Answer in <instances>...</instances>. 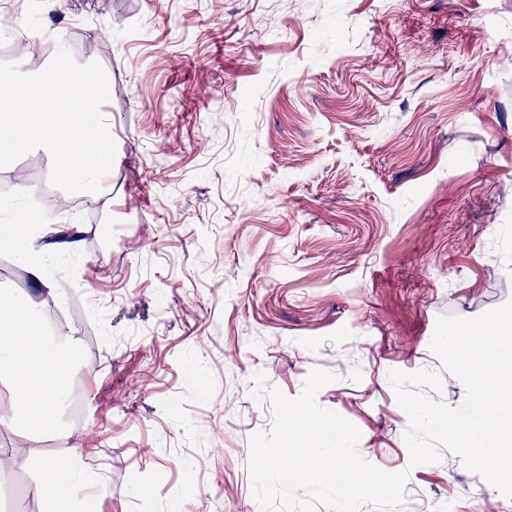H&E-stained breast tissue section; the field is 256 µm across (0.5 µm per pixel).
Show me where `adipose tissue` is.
Wrapping results in <instances>:
<instances>
[{"instance_id":"ef3b65f1","label":"adipose tissue","mask_w":512,"mask_h":512,"mask_svg":"<svg viewBox=\"0 0 512 512\" xmlns=\"http://www.w3.org/2000/svg\"><path fill=\"white\" fill-rule=\"evenodd\" d=\"M6 86L7 109L0 113V159L40 148L55 167L67 172L72 194L92 204L104 199L108 193L105 174L79 148L80 131L89 130L95 132L100 152H112V115L103 109V81L88 82L73 65L66 43L56 39L47 56L31 61L26 80L11 77ZM53 232L50 224H28L23 233L13 236L20 262L40 283L46 280V241ZM12 334V339L0 340V379L10 385L8 401L0 405V428L19 434L24 446L1 455L0 469L35 467L39 475L30 488L34 498L65 504L69 512H91V490L101 479L82 450H75L74 463L62 468L33 448L39 440L38 428H49L57 421L65 391L61 375L75 340L71 333L58 331L52 345L43 346L41 328L26 318L14 323Z\"/></svg>"}]
</instances>
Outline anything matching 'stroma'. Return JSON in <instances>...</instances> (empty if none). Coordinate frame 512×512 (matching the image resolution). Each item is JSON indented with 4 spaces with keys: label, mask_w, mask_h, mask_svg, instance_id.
<instances>
[{
    "label": "stroma",
    "mask_w": 512,
    "mask_h": 512,
    "mask_svg": "<svg viewBox=\"0 0 512 512\" xmlns=\"http://www.w3.org/2000/svg\"><path fill=\"white\" fill-rule=\"evenodd\" d=\"M81 22L112 115L108 204L56 222L50 285L21 263L0 291L75 294L98 512H258L252 377L360 431L406 472L403 512H512L461 458L411 466L388 373L465 388L430 341L441 315L512 299V0H44ZM77 239L71 252L60 244ZM31 472L0 470V512H48Z\"/></svg>",
    "instance_id": "stroma-1"
}]
</instances>
